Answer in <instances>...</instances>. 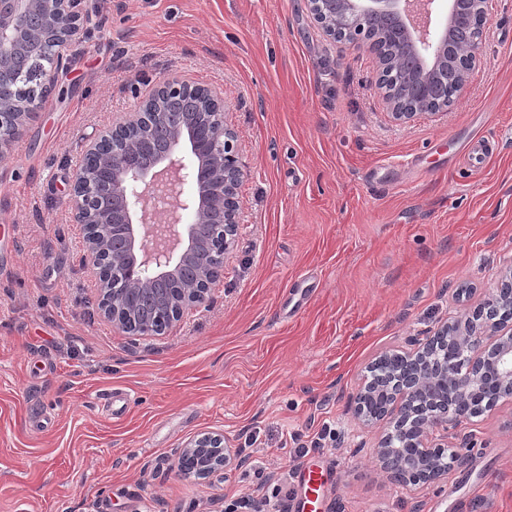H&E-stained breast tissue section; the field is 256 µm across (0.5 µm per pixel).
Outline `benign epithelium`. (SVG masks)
Masks as SVG:
<instances>
[{
	"instance_id": "obj_1",
	"label": "benign epithelium",
	"mask_w": 512,
	"mask_h": 512,
	"mask_svg": "<svg viewBox=\"0 0 512 512\" xmlns=\"http://www.w3.org/2000/svg\"><path fill=\"white\" fill-rule=\"evenodd\" d=\"M307 0L309 13L332 39L378 60L379 72L405 53L418 61L403 90L382 87L399 123L435 112L433 84L455 49L458 30L475 20L485 31L489 0ZM103 0H0V156L22 139L67 67L73 48L92 30ZM382 17L389 31L371 36L366 21ZM39 34L51 63L34 74L40 95L19 101L14 61ZM484 36L470 45L454 76L464 93L482 63ZM158 132L169 145L145 166L139 154ZM245 176L224 101L178 73L159 79L133 112L122 113L89 144L72 176L68 208L84 230L82 262L100 315L126 334L159 336L210 300L240 231L238 189ZM400 369L386 376L365 367L353 403L360 424L378 429L377 465L411 491L440 483L476 447L457 446L458 426L502 403L512 404V265L495 293L468 315L446 320L398 349ZM179 472L206 479L241 467L245 457L224 435L207 433L173 449Z\"/></svg>"
}]
</instances>
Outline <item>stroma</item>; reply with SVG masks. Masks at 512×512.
Segmentation results:
<instances>
[{"label":"stroma","mask_w":512,"mask_h":512,"mask_svg":"<svg viewBox=\"0 0 512 512\" xmlns=\"http://www.w3.org/2000/svg\"><path fill=\"white\" fill-rule=\"evenodd\" d=\"M175 72L224 101L242 226L209 303L132 336L100 316L64 200L86 147ZM378 76L306 0H105L0 158V512H253L273 495L288 512H512V405L473 417L482 449L413 493L352 404L369 362L512 264V0L448 109L398 123ZM478 138L492 155L472 170ZM325 425L324 447L290 441ZM204 433L247 465L180 476L172 449Z\"/></svg>","instance_id":"35a3bbf8"}]
</instances>
